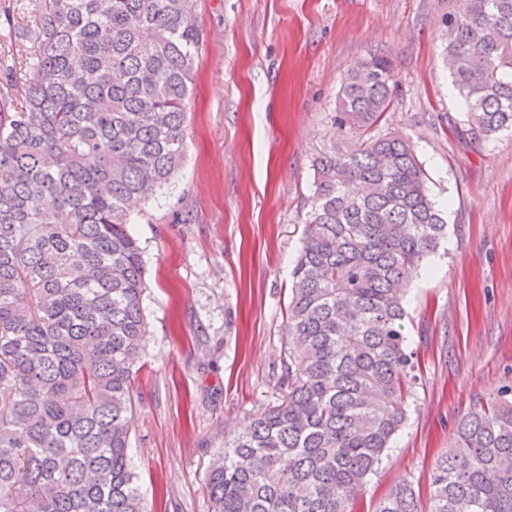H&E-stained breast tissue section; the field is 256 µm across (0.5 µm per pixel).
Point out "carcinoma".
Masks as SVG:
<instances>
[{"label":"carcinoma","mask_w":512,"mask_h":512,"mask_svg":"<svg viewBox=\"0 0 512 512\" xmlns=\"http://www.w3.org/2000/svg\"><path fill=\"white\" fill-rule=\"evenodd\" d=\"M444 59L468 135L512 130V0H461ZM21 110L0 98V512H150L131 458L145 267L131 204L171 185L195 0H40ZM388 57L343 77L292 270L281 402L205 478L211 512H355L417 381L404 297L448 235ZM372 512H419L409 482ZM428 512H512V385L466 415Z\"/></svg>","instance_id":"1"}]
</instances>
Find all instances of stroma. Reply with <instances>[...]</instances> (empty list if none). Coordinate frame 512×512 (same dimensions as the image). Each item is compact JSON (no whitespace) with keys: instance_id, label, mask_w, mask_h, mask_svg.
Listing matches in <instances>:
<instances>
[{"instance_id":"obj_1","label":"stroma","mask_w":512,"mask_h":512,"mask_svg":"<svg viewBox=\"0 0 512 512\" xmlns=\"http://www.w3.org/2000/svg\"><path fill=\"white\" fill-rule=\"evenodd\" d=\"M459 0H198L203 41L186 160L138 205L147 335L136 359L131 454L156 512H209L224 435L276 404L292 265L312 205L311 160L336 138L341 79L388 56L389 128L416 143L448 237L414 279L404 332L419 381L358 512L401 480L429 509L459 420L512 384V133L459 138L441 56ZM37 0H0V96L22 102Z\"/></svg>"}]
</instances>
